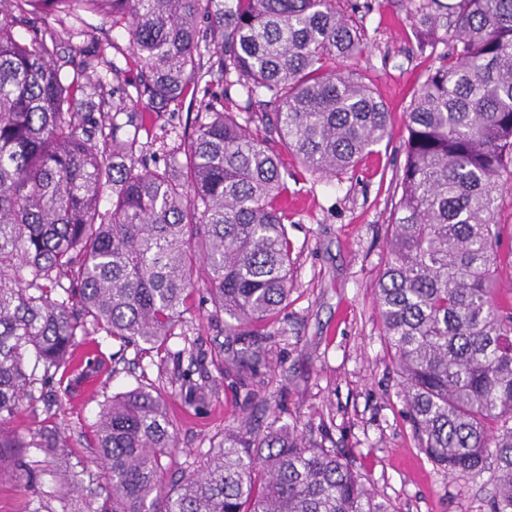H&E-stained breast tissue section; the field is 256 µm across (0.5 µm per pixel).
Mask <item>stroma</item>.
<instances>
[{
	"instance_id": "35a3bbf8",
	"label": "stroma",
	"mask_w": 512,
	"mask_h": 512,
	"mask_svg": "<svg viewBox=\"0 0 512 512\" xmlns=\"http://www.w3.org/2000/svg\"><path fill=\"white\" fill-rule=\"evenodd\" d=\"M340 7L364 30L367 49L357 73L386 103L392 132L347 174L328 180L281 153L288 172L281 205L292 244L291 291L287 308L266 328L257 375L240 380L231 361L241 343L225 333L223 317L212 315L198 291L187 301L179 336L162 350L93 335L100 368L92 389L66 395L67 376H56L52 392L62 397V407L25 401L9 422L28 437L42 426H57L69 444L67 465L85 477L82 487L61 506L59 466L38 449L18 448L16 466L0 472V512H32L41 504L52 512H79L101 482L94 449L100 408L115 393L140 386L160 396L176 424L178 452L166 483L199 466L225 430L250 438L277 419L297 425L310 443L344 455L398 512H487L489 488L448 475L419 448L375 300L400 197L405 112L435 60L417 48L410 0H342ZM71 26L73 35L59 44L62 57L97 48L105 61H118L127 80L135 79L136 57L116 55V46L128 40L113 31L110 13L87 11ZM206 96L204 89H189L173 115L149 116L153 139L171 144L192 135Z\"/></svg>"
}]
</instances>
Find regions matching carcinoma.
Instances as JSON below:
<instances>
[{
  "label": "carcinoma",
  "mask_w": 512,
  "mask_h": 512,
  "mask_svg": "<svg viewBox=\"0 0 512 512\" xmlns=\"http://www.w3.org/2000/svg\"><path fill=\"white\" fill-rule=\"evenodd\" d=\"M336 2L0 0V422L67 371L80 336L161 347L199 262L212 308L245 344L238 368L259 363L260 328L290 294L280 150L333 178L391 134L382 101L336 68L366 47ZM84 9L111 12L127 34L134 82L114 62L107 84L97 49L62 62L54 32H15ZM411 19L438 64L406 112L376 303L419 447L448 473L485 480L489 512H512V307L497 295L495 221L512 173V0H419ZM202 83L217 91L158 164L145 113ZM33 446L49 458L67 448L47 428ZM94 447L105 495L85 512H397L290 425L251 442L227 429L167 486L176 437L143 388L102 405Z\"/></svg>",
  "instance_id": "carcinoma-1"
}]
</instances>
